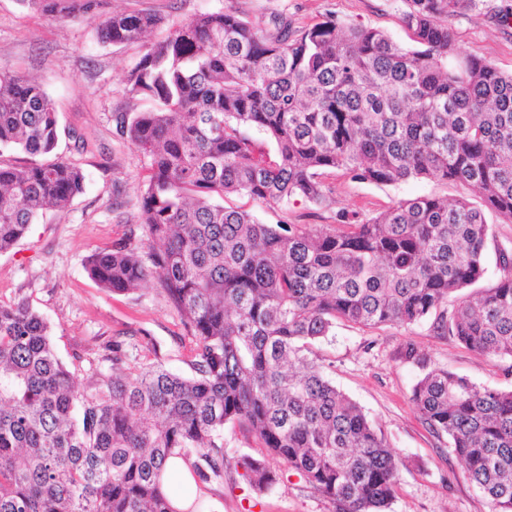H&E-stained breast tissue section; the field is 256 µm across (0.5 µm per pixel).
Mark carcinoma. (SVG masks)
Instances as JSON below:
<instances>
[{
  "label": "carcinoma",
  "mask_w": 512,
  "mask_h": 512,
  "mask_svg": "<svg viewBox=\"0 0 512 512\" xmlns=\"http://www.w3.org/2000/svg\"><path fill=\"white\" fill-rule=\"evenodd\" d=\"M41 11L90 10L96 0H27ZM417 48L385 31L328 18L297 29L231 8L205 12L144 44L126 75L133 99L160 107L117 121L148 158L139 206L149 251L116 243L85 259L112 292L156 270L196 342L193 375L132 364L112 344L108 368L79 385L46 321L23 300L0 302V512H177L160 482L166 459L193 460L195 483L224 478V428L259 440L335 512H385L399 461L359 404L312 357L336 322L362 327L432 320L433 329L492 361H512V253L481 281L493 238L485 212L512 222V73L457 51L450 19L474 0H405ZM155 13L112 12L103 44L136 43L164 26ZM266 135L259 140L253 132ZM55 108L34 80L0 72V253L43 211L84 190L63 156ZM336 169L369 183L436 178L477 192L400 200L356 224H262L224 206L227 194L265 204L320 203ZM412 399L448 436L457 464L492 512H512V389L478 386L431 364ZM257 492L277 476L263 459L236 461Z\"/></svg>",
  "instance_id": "cac0c4a2"
}]
</instances>
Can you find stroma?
Wrapping results in <instances>:
<instances>
[{"mask_svg": "<svg viewBox=\"0 0 512 512\" xmlns=\"http://www.w3.org/2000/svg\"><path fill=\"white\" fill-rule=\"evenodd\" d=\"M233 7L246 18L288 13L305 27L333 16L379 27L404 46L410 32L400 22L403 0H99L88 12L49 16L21 0H0V71L38 81L53 101L60 127L59 151L79 166L85 189L67 208L47 210L10 252L0 254V301L25 300L49 324L59 356L78 381L98 369L113 342L142 364L162 363L191 375L195 342L162 294L157 276L130 293H113L96 284L84 267L94 249L131 241L146 249L139 195L147 159L116 134L115 118L146 109L130 97L125 77L143 53L139 43L102 45L100 19L114 11L155 12L168 25L194 15ZM512 0H476L452 19L461 54H475L499 70L512 72V24L499 14ZM326 182V201L268 205L239 194L225 206L252 212L266 224L303 227L356 223L418 196L456 197L466 186L435 178L396 184L358 182L338 170ZM414 344L438 366L480 386L512 389V375L457 341L437 334L430 322L364 328L339 323L314 353L337 387L359 403L387 438L400 461L396 494L387 512H491V505L458 466L447 436L434 434L412 400L421 369L400 356ZM268 459L278 481L270 492H255L240 471L205 488L211 512H334L277 459Z\"/></svg>", "mask_w": 512, "mask_h": 512, "instance_id": "obj_1", "label": "stroma"}]
</instances>
